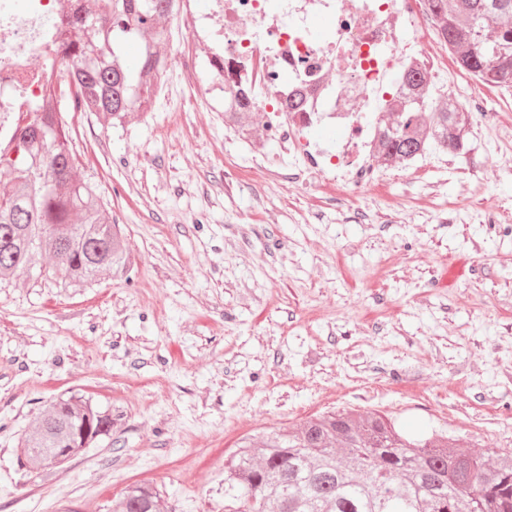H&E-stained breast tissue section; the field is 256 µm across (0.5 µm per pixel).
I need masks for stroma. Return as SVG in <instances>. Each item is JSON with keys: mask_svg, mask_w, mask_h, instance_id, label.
Here are the masks:
<instances>
[{"mask_svg": "<svg viewBox=\"0 0 512 512\" xmlns=\"http://www.w3.org/2000/svg\"><path fill=\"white\" fill-rule=\"evenodd\" d=\"M157 32L167 75L146 114L112 128L62 109L129 272L0 280V512H109L141 482L169 512H231L238 442L334 409L512 455V164L472 140L481 197L425 165L338 216L334 193L250 163L179 78L187 50L209 77V49L172 19ZM64 393L111 408L112 437L30 472L17 445Z\"/></svg>", "mask_w": 512, "mask_h": 512, "instance_id": "1", "label": "stroma"}]
</instances>
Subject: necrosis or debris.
<instances>
[{
  "instance_id": "necrosis-or-debris-1",
  "label": "necrosis or debris",
  "mask_w": 512,
  "mask_h": 512,
  "mask_svg": "<svg viewBox=\"0 0 512 512\" xmlns=\"http://www.w3.org/2000/svg\"><path fill=\"white\" fill-rule=\"evenodd\" d=\"M211 28L199 27L196 0H178L176 18L194 41L217 39L221 48L209 80L192 54L181 55V78L202 95L219 91L236 111L240 89L255 97L265 132L278 144L270 155L255 149L257 166L287 170L294 181L331 188L340 205L379 184L381 122L405 94L393 72L417 71L431 93L447 81L468 92L471 80L449 74L441 56L424 52L438 41L426 0H208ZM74 14L58 0H0V135L42 97L44 73L58 64L50 47L71 31ZM330 25L316 30L318 18ZM335 126V148L308 137Z\"/></svg>"
}]
</instances>
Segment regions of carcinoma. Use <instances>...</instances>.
<instances>
[{"instance_id":"carcinoma-1","label":"carcinoma","mask_w":512,"mask_h":512,"mask_svg":"<svg viewBox=\"0 0 512 512\" xmlns=\"http://www.w3.org/2000/svg\"><path fill=\"white\" fill-rule=\"evenodd\" d=\"M448 50L482 83L512 90V0H427ZM80 6L83 28L61 37L63 67L45 78L43 104L23 112L9 142H0V275L38 270L67 287L104 275L125 274L129 258L117 225L103 216L96 189L75 175L76 158L58 107L69 92L83 112L123 125L143 114L167 68L164 46L138 45L129 60L119 43L129 27H153L171 17L169 0H94ZM97 49L94 58L90 48ZM409 116L383 129L379 157L408 160L430 147H464L465 117L426 90L424 76L403 74ZM53 257L48 267L38 257ZM112 436V410L83 396L53 401L18 444L20 458L37 472L68 463L83 449ZM458 439L433 430L412 434L380 412L328 411L297 427L242 439L224 461V495L235 512H512V456H464ZM161 491L134 484L112 512H163Z\"/></svg>"}]
</instances>
